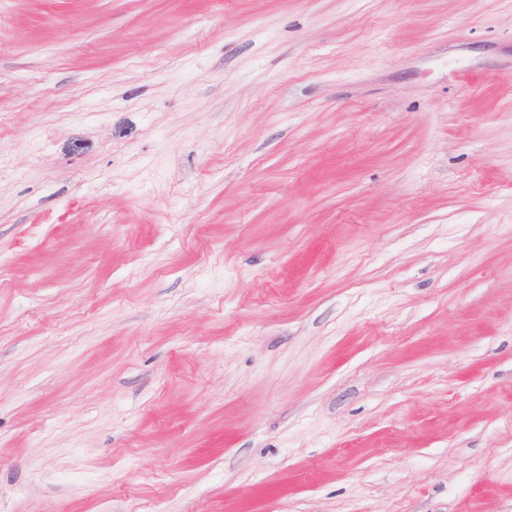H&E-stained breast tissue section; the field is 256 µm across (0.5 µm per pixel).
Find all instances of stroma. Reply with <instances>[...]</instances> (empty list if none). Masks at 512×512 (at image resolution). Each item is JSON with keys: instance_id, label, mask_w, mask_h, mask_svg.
<instances>
[{"instance_id": "1", "label": "stroma", "mask_w": 512, "mask_h": 512, "mask_svg": "<svg viewBox=\"0 0 512 512\" xmlns=\"http://www.w3.org/2000/svg\"><path fill=\"white\" fill-rule=\"evenodd\" d=\"M0 512H512V0H0Z\"/></svg>"}]
</instances>
